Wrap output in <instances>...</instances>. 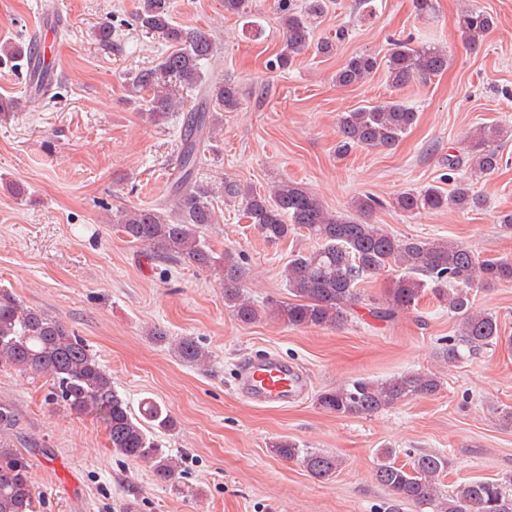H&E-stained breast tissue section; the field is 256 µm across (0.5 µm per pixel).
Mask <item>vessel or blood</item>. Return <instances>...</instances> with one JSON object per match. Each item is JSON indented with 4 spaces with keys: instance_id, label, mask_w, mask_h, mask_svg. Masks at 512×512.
Masks as SVG:
<instances>
[{
    "instance_id": "1",
    "label": "vessel or blood",
    "mask_w": 512,
    "mask_h": 512,
    "mask_svg": "<svg viewBox=\"0 0 512 512\" xmlns=\"http://www.w3.org/2000/svg\"><path fill=\"white\" fill-rule=\"evenodd\" d=\"M309 385L305 371L274 352L252 356L237 369L239 394L261 407L288 406L305 395Z\"/></svg>"
}]
</instances>
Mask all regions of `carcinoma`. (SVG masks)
<instances>
[{
	"instance_id": "1",
	"label": "carcinoma",
	"mask_w": 512,
	"mask_h": 512,
	"mask_svg": "<svg viewBox=\"0 0 512 512\" xmlns=\"http://www.w3.org/2000/svg\"><path fill=\"white\" fill-rule=\"evenodd\" d=\"M333 0H279L285 34L272 67L285 70L316 46L318 54H333L348 30L336 32V41L315 40L319 19ZM136 25L158 34L169 50L158 64L136 74L132 86L144 102L146 115L161 123L183 108L180 90L196 96V103L183 116L178 150V177L171 185L172 209L131 207L116 212L115 222L128 242L143 245L159 259L183 262L201 270L219 272L224 285V306L233 317L252 324L271 315L298 329L337 326L347 321L363 304L360 283L397 268L400 274L387 289L386 303L372 308L378 318L390 317L416 306L431 293L455 317L459 341L469 349L495 345L503 339L498 317L479 311L471 300L476 285L512 282V260L478 259L468 248L451 240L432 241L398 238L379 224L365 221L381 202L359 197L352 212L328 211L306 188L282 182L266 195L243 190L233 180L224 181V200L241 202L243 214L267 239L281 241L304 230L319 247L297 252L283 274L289 301L261 308L245 293V267L231 251L217 253L203 238L204 230L219 223L212 190L197 181L202 164L201 148L211 137L221 112L239 105L240 92L234 82L207 74L215 43L203 31L185 29L173 22L172 0H139ZM494 25L493 17L480 10L460 12L454 26L468 44H476ZM384 68L390 85L399 90L411 81H427L448 68V51L434 46L416 48L408 40H396L384 61L370 53L351 56L335 74L336 83L353 86ZM416 120V112L405 102L391 98L344 113L339 119V150L354 146L396 145ZM512 140V126L486 125L476 129L466 158L448 157V170L462 167L470 175L494 172L501 161L500 149ZM397 207L409 213L438 209L448 204L458 209L479 210L484 199L472 193L464 180L445 195L436 187L405 192ZM183 361L201 365L209 355L194 339L181 337L172 343ZM0 367L47 378L48 402L77 415H90L106 427L114 452L132 461L152 465L157 483L178 482L176 459L155 439L154 430L173 425L168 410L149 403L135 414L127 399L112 382V375L96 359L88 344L48 311L23 305L8 288H0ZM442 378L435 372H407L374 381L358 378L320 392L317 405L340 417H367L391 409L409 399L441 391ZM20 418L14 406L0 401V512H39L40 496L31 477L29 455L18 449ZM270 452L301 461L317 480H328L341 467L334 455L305 451L296 441L272 443ZM375 469L376 481L390 491L384 512H401V505L414 504L432 512H512V494L498 480H473L442 488L441 477L448 458L436 452H419L404 465L396 463V450L385 448Z\"/></svg>"
}]
</instances>
